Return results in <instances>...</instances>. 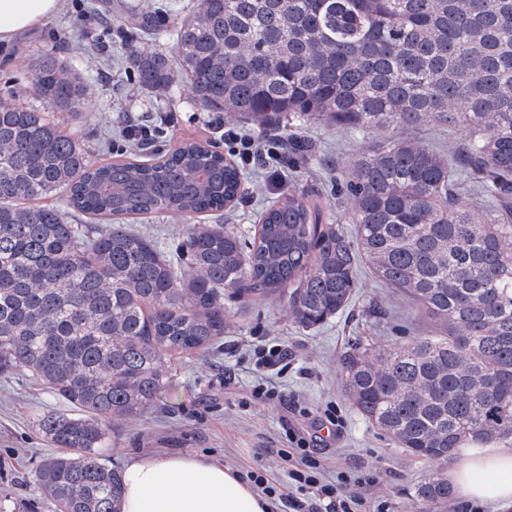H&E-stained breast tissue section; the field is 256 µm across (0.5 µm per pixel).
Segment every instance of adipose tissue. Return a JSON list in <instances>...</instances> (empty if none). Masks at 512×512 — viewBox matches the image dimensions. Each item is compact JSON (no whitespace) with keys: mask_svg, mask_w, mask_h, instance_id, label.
Returning a JSON list of instances; mask_svg holds the SVG:
<instances>
[{"mask_svg":"<svg viewBox=\"0 0 512 512\" xmlns=\"http://www.w3.org/2000/svg\"><path fill=\"white\" fill-rule=\"evenodd\" d=\"M62 9V0H0V43L13 42ZM459 501L512 506V448L469 444L445 473ZM265 498L223 463L197 455L151 453L124 470L121 512H267Z\"/></svg>","mask_w":512,"mask_h":512,"instance_id":"1","label":"adipose tissue"}]
</instances>
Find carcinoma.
<instances>
[{
  "label": "carcinoma",
  "instance_id": "obj_1",
  "mask_svg": "<svg viewBox=\"0 0 512 512\" xmlns=\"http://www.w3.org/2000/svg\"><path fill=\"white\" fill-rule=\"evenodd\" d=\"M120 29L174 43L173 57L130 52L141 88L162 96L179 75L204 111L274 130L301 159L308 123L453 126L461 140L451 153L394 138L357 154L336 180L353 238L290 193L262 211L251 241L196 223L243 198L240 169L210 145L94 163L0 88V377L23 373L74 410L38 424L61 449L33 475L54 512H120L123 472L97 452L105 423L141 414L174 359L220 341L224 297L286 292L294 322L314 328L348 305L362 257L443 331L352 343L342 367L353 406L428 461L467 442L512 446V0H194L171 26L147 6ZM32 85L59 110L83 108L86 86L53 52ZM464 176L484 193L479 209L457 194ZM77 212L112 224L70 223ZM161 213L187 221L186 273L122 223ZM415 495L446 504L448 481L432 472Z\"/></svg>",
  "mask_w": 512,
  "mask_h": 512
}]
</instances>
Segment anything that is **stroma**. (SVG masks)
<instances>
[{
	"label": "stroma",
	"instance_id": "35a3bbf8",
	"mask_svg": "<svg viewBox=\"0 0 512 512\" xmlns=\"http://www.w3.org/2000/svg\"><path fill=\"white\" fill-rule=\"evenodd\" d=\"M69 57L87 87L82 112L50 109L51 120L71 132L91 161L128 153L125 128L129 121L152 122L158 113L173 112L180 123L173 135L153 144L163 153L177 143H213L202 128L207 114L196 104L187 83L175 79L166 96L140 88L130 64V47L113 28L109 13L93 10L90 0H64L62 12L46 24L0 44V87L15 90L18 105L36 104L31 92L32 63L42 53ZM317 154L298 164L296 181L272 179L265 167L247 169L244 199L213 214L211 223L253 233L263 207L298 188L309 191L324 212L348 219L331 186L338 169L369 142L386 138L383 130L344 131L313 127ZM182 218L163 214L132 220V227L166 252H175L182 236ZM224 336L217 349L204 357L176 362L164 392L134 418L107 426L101 450L114 464L126 466L134 457L155 452L211 457L235 470L267 469L273 480L285 481V464L277 449L287 447L286 422L299 410L316 417L328 406L340 410L345 428L341 440L330 441L324 453L330 470L350 465L374 474L365 496L369 508L386 504L388 512H453L447 506L423 505L414 490L434 463L402 451L353 408L341 383V358L353 337L378 345L401 344L418 336L437 335L440 325L412 301L387 288L368 267H360L358 288L350 305L315 330L293 323L287 299L253 305L228 302ZM282 344L288 364L277 378L284 400L264 404L255 400V353ZM68 405L51 390L29 384L26 377L0 379V512H52L41 500L31 473L41 459L54 454L52 444L38 429L47 413H68Z\"/></svg>",
	"mask_w": 512,
	"mask_h": 512
}]
</instances>
